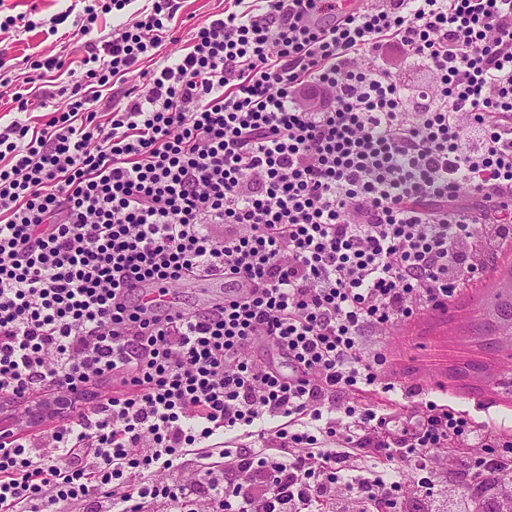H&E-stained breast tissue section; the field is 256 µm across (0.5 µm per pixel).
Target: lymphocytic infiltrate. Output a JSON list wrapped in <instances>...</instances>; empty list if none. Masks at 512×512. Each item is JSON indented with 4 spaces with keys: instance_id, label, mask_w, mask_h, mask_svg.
I'll return each mask as SVG.
<instances>
[{
    "instance_id": "f902f5d3",
    "label": "lymphocytic infiltrate",
    "mask_w": 512,
    "mask_h": 512,
    "mask_svg": "<svg viewBox=\"0 0 512 512\" xmlns=\"http://www.w3.org/2000/svg\"><path fill=\"white\" fill-rule=\"evenodd\" d=\"M131 2L84 5L79 76L58 85L63 57L33 60L0 123V395L52 387L65 415L0 442V512H184L194 496L203 512H398L386 465L422 502L433 451L472 439L486 452L459 458L467 482H511L512 441L395 400L377 339L446 312L512 249V0H230L166 59L177 5L152 0L89 41ZM392 48L429 72L424 91L382 65ZM215 273L221 302L142 300ZM111 380L93 416L65 397ZM144 4L151 6L149 2H135L129 6H127L122 11L113 10L109 14H99V18L96 24H94V30L92 33L88 36V39H94L101 37L107 33L110 32L112 29V26L117 25L118 23L124 21L127 19L128 14L139 8L142 7Z\"/></svg>"
}]
</instances>
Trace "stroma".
Wrapping results in <instances>:
<instances>
[{
	"label": "stroma",
	"mask_w": 512,
	"mask_h": 512,
	"mask_svg": "<svg viewBox=\"0 0 512 512\" xmlns=\"http://www.w3.org/2000/svg\"><path fill=\"white\" fill-rule=\"evenodd\" d=\"M70 3L71 0H0V21L28 13L34 22L33 28L15 25L0 35V57L6 62L5 77L11 85L23 84L25 60L33 53L60 54L69 60L84 56L83 44L48 34L45 26L46 20L65 11ZM177 3L178 11L170 23L174 35L163 45L164 55L171 57L182 53L190 25L212 20L225 6V0ZM491 282L487 275L462 291L449 307L447 317L425 315L385 336L391 357L388 376L399 385L421 384L431 391L433 400L467 411L476 422L512 437V381H498L493 376L496 366H512V350L481 348L465 330Z\"/></svg>",
	"instance_id": "obj_1"
}]
</instances>
